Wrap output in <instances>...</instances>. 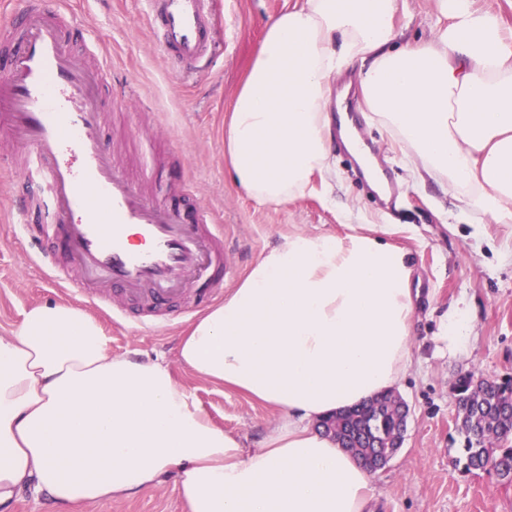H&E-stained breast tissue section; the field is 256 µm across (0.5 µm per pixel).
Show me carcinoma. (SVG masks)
I'll return each mask as SVG.
<instances>
[{"instance_id": "obj_1", "label": "carcinoma", "mask_w": 512, "mask_h": 512, "mask_svg": "<svg viewBox=\"0 0 512 512\" xmlns=\"http://www.w3.org/2000/svg\"><path fill=\"white\" fill-rule=\"evenodd\" d=\"M456 392L463 408L458 432L464 437V468L492 467L501 477L512 476V377L469 373L459 378ZM326 432L362 461L377 453L375 443L392 446L404 429L400 400L392 395L343 412L323 422Z\"/></svg>"}]
</instances>
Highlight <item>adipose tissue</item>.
Segmentation results:
<instances>
[{"instance_id":"1","label":"adipose tissue","mask_w":512,"mask_h":512,"mask_svg":"<svg viewBox=\"0 0 512 512\" xmlns=\"http://www.w3.org/2000/svg\"><path fill=\"white\" fill-rule=\"evenodd\" d=\"M473 2L438 0L447 23L419 42L401 38L399 0H301L269 17L224 119L236 187L260 205L304 197L327 182L336 136L370 169L334 112L356 64L364 111L417 183L512 224V33ZM386 233L289 234L180 336V367L279 411L257 448L168 367L113 354L80 306H31L0 333V503L27 485L62 506L127 498L173 473L189 512H369L372 473L314 424L407 377L414 269ZM471 332L468 307L450 305L444 350Z\"/></svg>"}]
</instances>
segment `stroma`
I'll list each match as a JSON object with an SVG mask.
<instances>
[{
	"label": "stroma",
	"mask_w": 512,
	"mask_h": 512,
	"mask_svg": "<svg viewBox=\"0 0 512 512\" xmlns=\"http://www.w3.org/2000/svg\"><path fill=\"white\" fill-rule=\"evenodd\" d=\"M296 0H217L210 32L216 53L209 65L183 68L153 45L147 0H64L67 37L79 50L107 58L110 77L103 84L104 137L118 150L131 175H138L136 146L152 140L157 160L149 189L160 201L183 210L204 205L224 230L240 275H247L260 253L298 230L343 235L386 225L388 241L409 254L418 291L414 317V356L400 391L409 407L402 446L375 480L376 512H512V479L494 471H465L457 459L463 439L456 430L462 414L455 385L472 372L512 376V224L461 209L433 183L415 184L386 131L358 119L361 135L378 149L389 169L406 220H394L360 179L344 150L330 156L331 194H311L284 206L257 205L232 183L224 157V118L241 85L267 19ZM396 22L409 41L430 39L440 24L437 0H400ZM131 93L137 106L122 110ZM188 172L193 190L173 196L171 182ZM9 185L0 181V330L17 327L31 305L66 300L50 285L45 264L60 275L72 265L61 239L44 242L45 261L33 260L26 239L8 216ZM467 304L475 337L455 356L439 348L437 336L448 307ZM187 300H176L165 326L148 331L137 323V308L126 304L127 321L114 322L108 310L90 313L111 338L113 353L137 351L166 364L218 426L259 447L278 414L224 386L181 369L177 338L193 322ZM69 512H188L176 475L134 497L84 502Z\"/></svg>",
	"instance_id": "35a3bbf8"
}]
</instances>
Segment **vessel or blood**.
Masks as SVG:
<instances>
[{
	"label": "vessel or blood",
	"mask_w": 512,
	"mask_h": 512,
	"mask_svg": "<svg viewBox=\"0 0 512 512\" xmlns=\"http://www.w3.org/2000/svg\"><path fill=\"white\" fill-rule=\"evenodd\" d=\"M61 8L29 0L19 25L0 24V114L22 163H0L11 179L15 224L39 218L43 237L63 235L79 270L71 293L115 286L141 308L140 324L191 293H221L236 269L211 212L186 220L133 179L105 143L102 62L68 45ZM212 0H150L149 23L167 57L197 64L210 53Z\"/></svg>",
	"instance_id": "obj_1"
}]
</instances>
